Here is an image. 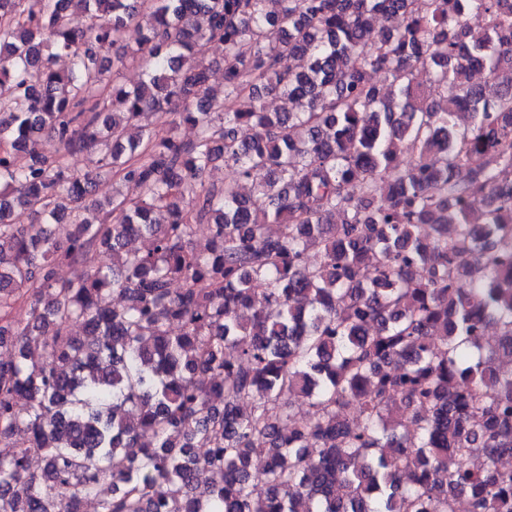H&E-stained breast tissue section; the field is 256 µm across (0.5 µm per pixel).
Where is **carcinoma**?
Returning <instances> with one entry per match:
<instances>
[{
    "label": "carcinoma",
    "mask_w": 512,
    "mask_h": 512,
    "mask_svg": "<svg viewBox=\"0 0 512 512\" xmlns=\"http://www.w3.org/2000/svg\"><path fill=\"white\" fill-rule=\"evenodd\" d=\"M509 354L512 0H0V512H512Z\"/></svg>",
    "instance_id": "cac0c4a2"
}]
</instances>
